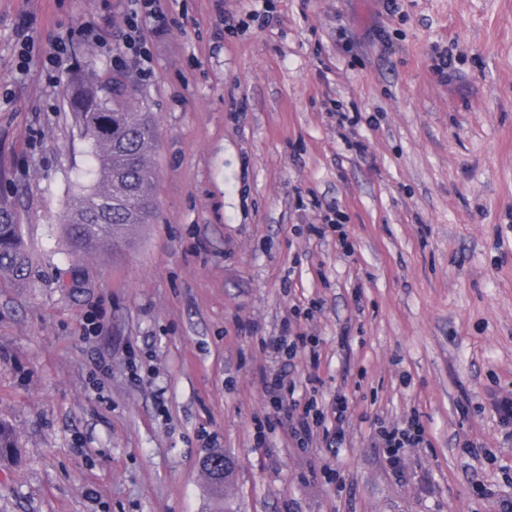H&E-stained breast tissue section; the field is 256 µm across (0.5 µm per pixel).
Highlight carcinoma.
Segmentation results:
<instances>
[{
	"instance_id": "carcinoma-1",
	"label": "carcinoma",
	"mask_w": 512,
	"mask_h": 512,
	"mask_svg": "<svg viewBox=\"0 0 512 512\" xmlns=\"http://www.w3.org/2000/svg\"><path fill=\"white\" fill-rule=\"evenodd\" d=\"M67 99L80 136L90 145L88 175L67 212L72 251H121L131 231L152 224L157 213V177L151 153L159 134L149 112H140L125 82L73 80ZM28 255L11 204L0 199V274L25 276Z\"/></svg>"
}]
</instances>
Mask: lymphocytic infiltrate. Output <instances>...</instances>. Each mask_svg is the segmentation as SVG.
<instances>
[{"mask_svg": "<svg viewBox=\"0 0 512 512\" xmlns=\"http://www.w3.org/2000/svg\"><path fill=\"white\" fill-rule=\"evenodd\" d=\"M162 15V0H140L138 9L126 17L119 51L143 56L142 30L148 19ZM313 319V314L303 315L298 309H289L279 335L264 342L274 364L258 374L266 406L263 415L255 419L254 441L265 444L268 431L284 426L296 447L319 449L315 468L329 480L339 473V456L348 443L347 427L352 407L348 395L341 390L330 400L321 397L322 381L316 373L322 356L321 342L318 336L304 329L305 322ZM303 360L309 362L312 371L300 384L296 381V370ZM428 445L425 428L415 411L399 421L377 419L370 441L371 448L387 461L392 473L402 481L408 476V460ZM460 447L469 461L473 486L487 503L488 512H512V497L499 495L493 483L484 478L491 451L470 439L462 440Z\"/></svg>", "mask_w": 512, "mask_h": 512, "instance_id": "1", "label": "lymphocytic infiltrate"}]
</instances>
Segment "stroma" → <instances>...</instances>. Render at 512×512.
<instances>
[{
    "label": "stroma",
    "instance_id": "35a3bbf8",
    "mask_svg": "<svg viewBox=\"0 0 512 512\" xmlns=\"http://www.w3.org/2000/svg\"><path fill=\"white\" fill-rule=\"evenodd\" d=\"M125 9L0 0V197L29 251L23 281L0 276V422L17 438L0 512H485L459 436L495 453L511 495L490 393L512 390V0H400L393 16L383 0H166L147 65L118 68ZM60 37L72 53L54 67ZM115 73L159 132L158 214L125 252L76 255L64 224L89 154L66 89ZM336 209L349 256L303 231ZM314 300L323 394L353 407L332 482L283 429L253 440L263 340ZM412 409L432 445L405 485L370 438ZM331 112L330 115L336 121V131L339 136L344 139V141L349 145L351 149H354L357 154H364L368 149L367 145L361 141L357 140L354 135V126L356 125V120L354 116H350V112L346 111L343 108V105L336 101V104L333 109L328 110Z\"/></svg>",
    "mask_w": 512,
    "mask_h": 512
}]
</instances>
